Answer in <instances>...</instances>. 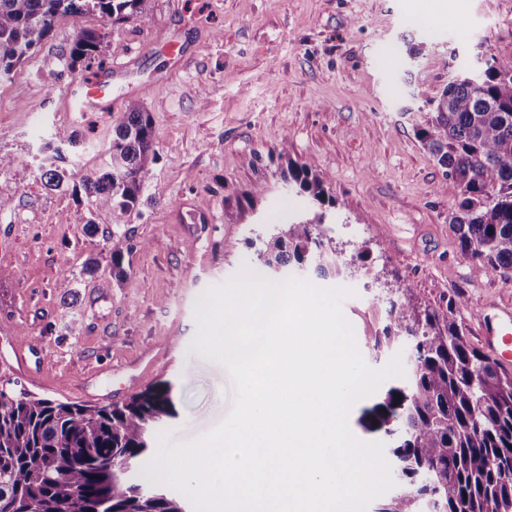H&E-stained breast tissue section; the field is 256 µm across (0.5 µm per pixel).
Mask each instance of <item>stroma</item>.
Wrapping results in <instances>:
<instances>
[{
    "label": "stroma",
    "instance_id": "1",
    "mask_svg": "<svg viewBox=\"0 0 512 512\" xmlns=\"http://www.w3.org/2000/svg\"><path fill=\"white\" fill-rule=\"evenodd\" d=\"M149 19L111 24L60 18L47 40L0 80V372L13 391L92 406L119 404L171 381L179 415L172 442L218 424L233 401L224 367L191 350L198 297L250 262L259 233L317 206L284 189L280 149L329 175L324 234L340 259L365 266L325 277L344 288L345 319L366 364L383 368L397 343L374 352L386 323L384 280H411L422 309L453 312L481 347L478 316L512 306V270L478 277L448 222L454 185L420 141L430 98L462 69H512V0H450L443 19L409 0H148ZM100 32L93 70L72 65L78 29ZM183 55L174 67L167 53ZM112 64L109 105L64 112L61 90ZM136 100L154 124L158 160L123 224L70 187L48 188L45 168L72 174L105 164L112 128ZM257 184L269 191L241 205ZM128 239L112 276L109 233ZM236 251H228L229 243Z\"/></svg>",
    "mask_w": 512,
    "mask_h": 512
}]
</instances>
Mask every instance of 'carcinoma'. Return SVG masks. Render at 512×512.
<instances>
[{"label": "carcinoma", "instance_id": "carcinoma-1", "mask_svg": "<svg viewBox=\"0 0 512 512\" xmlns=\"http://www.w3.org/2000/svg\"><path fill=\"white\" fill-rule=\"evenodd\" d=\"M97 13L120 24L148 18L146 0H0V78L50 35L62 15ZM102 34L80 30L71 64L89 68ZM433 117L420 140L453 181L449 216L462 255L477 277L512 269V71L486 65L480 77L459 74L430 101ZM108 164L80 181L91 206L119 224L139 205L157 161L153 123L134 100L112 127ZM284 181L322 212L293 218L263 240L253 270L283 280L288 268L341 274L336 248L318 229L323 208H336L327 174L290 158ZM112 276L122 277L128 240L110 235ZM387 324L374 350L397 339L411 349L408 378L363 410L367 432L399 430L392 455L399 491L374 512H512V372L471 346L450 315L412 303L413 285L384 282ZM400 395L402 399L395 400ZM177 416L173 387L160 381L120 405L88 406L15 394L0 385V512H186V502L150 483L153 431Z\"/></svg>", "mask_w": 512, "mask_h": 512}]
</instances>
